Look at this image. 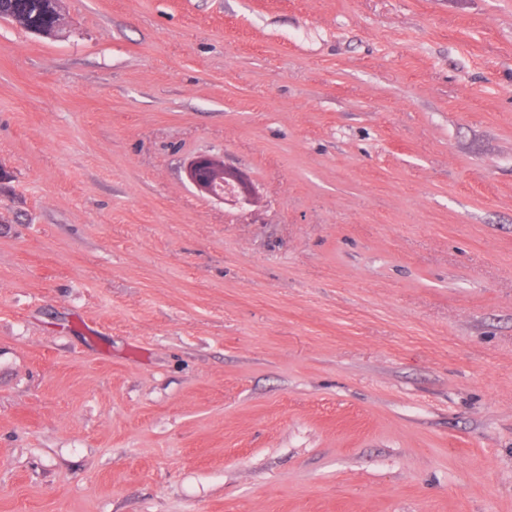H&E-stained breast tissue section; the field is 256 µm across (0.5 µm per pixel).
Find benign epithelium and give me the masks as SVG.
Instances as JSON below:
<instances>
[{"label": "benign epithelium", "instance_id": "1", "mask_svg": "<svg viewBox=\"0 0 512 512\" xmlns=\"http://www.w3.org/2000/svg\"><path fill=\"white\" fill-rule=\"evenodd\" d=\"M189 182L201 193L217 200L224 199V189H230L231 201L251 205L257 202L258 192L249 177L240 169L222 162L219 155L200 154L186 166Z\"/></svg>", "mask_w": 512, "mask_h": 512}]
</instances>
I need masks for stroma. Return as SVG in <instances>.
<instances>
[{
  "label": "stroma",
  "mask_w": 512,
  "mask_h": 512,
  "mask_svg": "<svg viewBox=\"0 0 512 512\" xmlns=\"http://www.w3.org/2000/svg\"><path fill=\"white\" fill-rule=\"evenodd\" d=\"M61 6L0 20V512H512V0ZM47 0H0V20L15 22L16 19L24 21L23 28L34 26L41 31V36L55 37L62 29L56 28L60 14L59 0L54 6L43 3ZM219 155L200 154L186 166L189 182L201 193L224 200V189L230 191L231 201L251 205L257 202L258 192L249 177L240 169L225 165Z\"/></svg>",
  "instance_id": "stroma-1"
}]
</instances>
